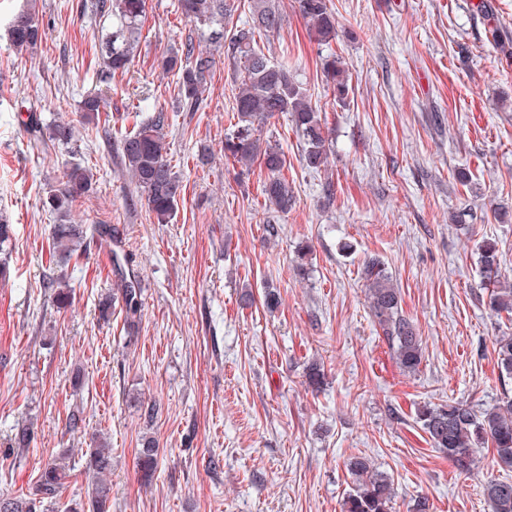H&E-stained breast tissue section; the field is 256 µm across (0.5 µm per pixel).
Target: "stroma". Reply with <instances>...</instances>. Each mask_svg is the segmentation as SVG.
<instances>
[{"mask_svg":"<svg viewBox=\"0 0 512 512\" xmlns=\"http://www.w3.org/2000/svg\"><path fill=\"white\" fill-rule=\"evenodd\" d=\"M478 2L330 0L337 36L321 45L293 0H281L282 27L263 49L298 64L333 146L326 166L310 171L286 116L265 125L296 195L272 236L266 169L224 158L233 66L178 0H146L136 58L112 78L99 21L82 0H0V214L15 229L0 279V492H32L44 464L66 452L61 499L85 493L102 434L112 448L109 512H341L355 455L392 477L393 512H410L419 496L430 512H490L485 483L512 470L486 450L459 471L415 423L424 405L458 399L482 410L512 393L492 347L512 333V317L486 306L477 254L482 240L494 241L512 276V223L495 217L512 210V59L485 44ZM25 6L47 31L33 53L7 38ZM189 38L215 59L196 112L182 110L176 76L159 65ZM331 54L352 85L343 105L322 73ZM92 92L107 106L87 121L80 102ZM33 109L80 133L95 185L72 216L112 225L133 254L144 285L136 328L117 308L99 318L100 300L119 289L96 247L62 267L51 258L56 216L45 199L68 155L32 148ZM158 110L169 116L168 157L183 181L167 224L123 176L118 152ZM203 145L214 153L206 165L197 160ZM461 171L469 183L458 181ZM302 242L313 251L303 266ZM345 242L353 253L341 252ZM373 256L423 338L416 374L400 371L371 322L361 270ZM56 275L73 291L70 306L58 307L46 285ZM269 289L279 296L273 309ZM315 360L326 373L318 391L305 378ZM23 424L33 427L30 446L8 449ZM146 435L158 444L149 481L138 459Z\"/></svg>","mask_w":512,"mask_h":512,"instance_id":"35a3bbf8","label":"stroma"}]
</instances>
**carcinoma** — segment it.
I'll use <instances>...</instances> for the list:
<instances>
[{
    "instance_id": "1",
    "label": "carcinoma",
    "mask_w": 512,
    "mask_h": 512,
    "mask_svg": "<svg viewBox=\"0 0 512 512\" xmlns=\"http://www.w3.org/2000/svg\"><path fill=\"white\" fill-rule=\"evenodd\" d=\"M146 0H84V10L111 20L112 31L101 41L104 64L109 74L125 73L136 56ZM181 13L189 20L207 26H222L233 19L240 4L236 0H179ZM294 8L307 21L316 40L327 44L336 38V16L329 0H294ZM486 20L487 44L512 56V36H506L499 21L483 3L477 5ZM249 20L235 26L227 44V57L232 60L240 80L233 106L237 121L224 137V157L248 166L258 160L268 171L262 194L268 210L286 215L296 199L288 180L283 176L285 156L279 147L261 138L267 121L279 114L291 118L304 149L302 162L312 171L327 164L331 152V131L326 119L308 100L299 81L295 65L282 56L275 59L263 52L259 41L281 28V10L276 0H252ZM9 40L18 51H33L46 39L33 13L22 9L8 23ZM160 65L178 75V95L186 112L199 110L210 79L214 59L185 43L162 56ZM322 70L334 98L347 100L349 76L340 58L331 54L323 58ZM168 115L159 110L142 122L132 134L120 142L122 161L128 176L145 196L149 211L159 224L169 223L175 216L183 184L173 171L164 136ZM34 132L32 147L46 150L48 145H62L71 156L80 153L74 126L54 121L42 126L38 119L29 123ZM93 173L82 161L74 160L63 170L60 187L50 191L47 203L58 215L51 230L53 252L68 260L78 254L87 240L97 237L109 244L120 241L108 224H79L68 219L72 203L92 189ZM13 226L0 217V276L7 275L11 253ZM478 263L487 290L488 306L497 315H512V279L500 272L496 244L484 240L478 247ZM121 289L125 321L137 323L141 306L142 284L134 272L115 265ZM362 279L372 323L388 345L398 367L405 373L418 371L423 358L422 339L413 321L401 307V293L376 257L363 264ZM494 351L500 377L512 380V334L494 338ZM415 423L427 436L433 448L448 456L458 469L469 470L482 449L492 448L501 465L512 468V396L506 395L496 404L481 411L467 402L450 401L417 409ZM141 466L145 475L153 471L156 443L144 439L140 448ZM94 479L87 489V500H71L64 512H107L111 485L105 476L112 470V456L106 446L94 450L89 461ZM69 468L61 462L48 464L41 472L35 492L0 495V512H47L58 504ZM352 488L343 503V512H391L395 497L391 477L378 470L369 458L354 456L347 463ZM492 512H512V481L492 479L483 487Z\"/></svg>"
}]
</instances>
